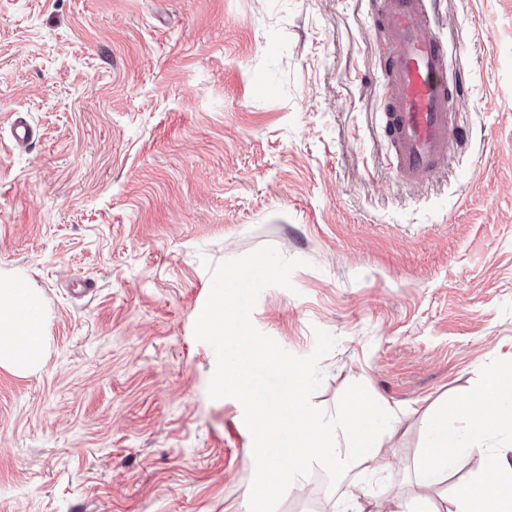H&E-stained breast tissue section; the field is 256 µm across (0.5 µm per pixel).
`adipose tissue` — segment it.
Returning <instances> with one entry per match:
<instances>
[{"instance_id": "adipose-tissue-1", "label": "adipose tissue", "mask_w": 512, "mask_h": 512, "mask_svg": "<svg viewBox=\"0 0 512 512\" xmlns=\"http://www.w3.org/2000/svg\"><path fill=\"white\" fill-rule=\"evenodd\" d=\"M44 300L20 276L0 274V367L32 373L43 360ZM305 375L288 371L284 407H257L255 423L261 433L264 481L253 498L251 512H267L272 490L282 481L283 467L299 471L311 460L324 462L344 481L353 470L373 475L381 468L389 433L381 422L390 409L368 396L354 394L338 413L333 429H326L301 399ZM512 426V371L501 373L479 391L433 411L426 428L428 446L415 461L419 476L439 482L454 470L459 456L477 458L481 478L456 494L450 512H512V455L489 446L495 429Z\"/></svg>"}]
</instances>
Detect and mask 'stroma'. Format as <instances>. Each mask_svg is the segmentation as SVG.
Returning a JSON list of instances; mask_svg holds the SVG:
<instances>
[{"mask_svg": "<svg viewBox=\"0 0 512 512\" xmlns=\"http://www.w3.org/2000/svg\"><path fill=\"white\" fill-rule=\"evenodd\" d=\"M435 2L471 138L408 185L383 0H0V273L39 288L46 336L39 372L0 368V512H249L252 438L194 325L209 265L266 245L304 265L253 325L297 356L336 340L313 405L359 381L394 413L371 512L479 477L413 462L427 413L512 368V0ZM346 490L314 461L267 509Z\"/></svg>", "mask_w": 512, "mask_h": 512, "instance_id": "obj_1", "label": "stroma"}]
</instances>
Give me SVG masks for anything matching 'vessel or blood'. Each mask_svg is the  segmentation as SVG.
Instances as JSON below:
<instances>
[{
  "mask_svg": "<svg viewBox=\"0 0 512 512\" xmlns=\"http://www.w3.org/2000/svg\"><path fill=\"white\" fill-rule=\"evenodd\" d=\"M395 54L389 64L393 94L386 126L396 169L406 183L419 184L463 149L467 128L448 110L460 96V79H447L448 49L436 30L430 0H384Z\"/></svg>",
  "mask_w": 512,
  "mask_h": 512,
  "instance_id": "vessel-or-blood-1",
  "label": "vessel or blood"
}]
</instances>
